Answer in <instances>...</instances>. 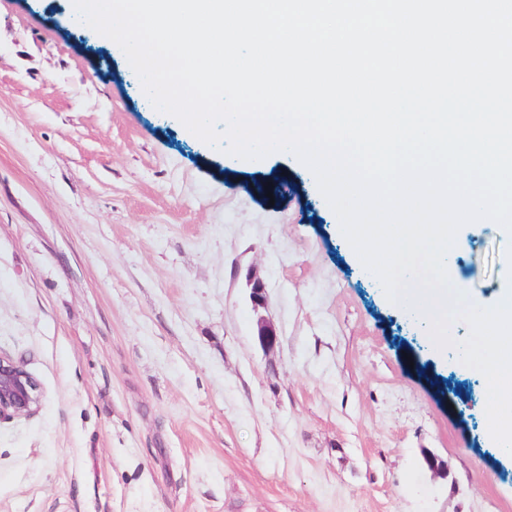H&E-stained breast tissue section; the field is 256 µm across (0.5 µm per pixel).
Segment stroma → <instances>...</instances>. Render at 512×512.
<instances>
[{
	"label": "stroma",
	"mask_w": 512,
	"mask_h": 512,
	"mask_svg": "<svg viewBox=\"0 0 512 512\" xmlns=\"http://www.w3.org/2000/svg\"><path fill=\"white\" fill-rule=\"evenodd\" d=\"M453 267L492 302L512 238L471 223ZM0 353L41 393L0 422V512H512L483 375L387 301L311 172L151 109L65 0H0ZM256 336L259 344L267 354H274L279 345V335L271 321L263 315L256 321Z\"/></svg>",
	"instance_id": "35a3bbf8"
}]
</instances>
